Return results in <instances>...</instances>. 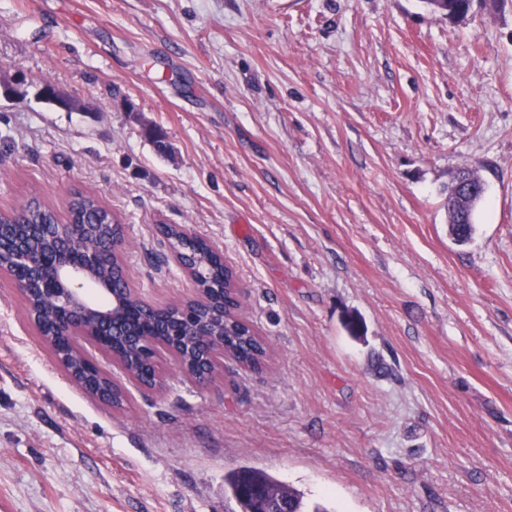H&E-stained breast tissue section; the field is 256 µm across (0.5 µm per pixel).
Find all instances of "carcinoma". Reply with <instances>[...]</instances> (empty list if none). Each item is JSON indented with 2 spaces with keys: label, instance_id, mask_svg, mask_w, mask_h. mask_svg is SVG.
Instances as JSON below:
<instances>
[{
  "label": "carcinoma",
  "instance_id": "1",
  "mask_svg": "<svg viewBox=\"0 0 512 512\" xmlns=\"http://www.w3.org/2000/svg\"><path fill=\"white\" fill-rule=\"evenodd\" d=\"M434 13L450 19H461L469 13V0H423ZM477 201L472 199L461 204L465 223H459L455 211L448 212V224L461 241H466L473 231V214ZM6 227L0 231V266L12 272L18 264L15 261L13 244L23 242L28 252L38 255L58 251L60 235H65L77 244L93 242L101 249L102 263L93 269L89 283L97 285L115 276L118 254L113 249L123 243V228L98 199L82 193L75 194L69 203V216L63 231L41 229L45 224L58 223L56 213L37 198L29 199L13 217L5 219ZM166 235L173 250L189 252L200 258L203 271L198 285L204 290L205 302L188 305L193 320H183L179 309L167 315L170 324L178 325L183 336H195L202 332L224 342V348L233 351L246 363L256 368L264 355V342L252 326L243 321L235 309L232 299L234 278L224 266L221 255L213 252L200 237L188 239L175 226H167ZM24 305L29 317L35 319L39 330L46 336L55 333L58 312L47 307L41 300L36 285L24 292ZM48 348L67 375L77 381L84 390L94 391L109 385V380L100 375L85 372V361L68 343L57 340ZM261 488L288 502L290 512H304L299 492L276 480L266 472L252 467H241L224 474V492L230 494L240 505L242 512H264L266 503L249 492L250 488Z\"/></svg>",
  "mask_w": 512,
  "mask_h": 512
}]
</instances>
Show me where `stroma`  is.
I'll return each mask as SVG.
<instances>
[{
  "instance_id": "stroma-1",
  "label": "stroma",
  "mask_w": 512,
  "mask_h": 512,
  "mask_svg": "<svg viewBox=\"0 0 512 512\" xmlns=\"http://www.w3.org/2000/svg\"><path fill=\"white\" fill-rule=\"evenodd\" d=\"M77 190L146 301L188 289L158 225L219 245L267 359L115 409L0 278V512H238L241 466L308 512H512V0H0V210ZM471 0H423L427 7L433 12L448 19H461L469 13ZM477 204L478 202L475 199H471L470 203H461L462 209L460 211L465 215L464 222L467 224H457L455 226L454 224L459 222L457 213L453 210L448 211V224H450L451 231H453L462 242L466 241L473 231V214Z\"/></svg>"
}]
</instances>
